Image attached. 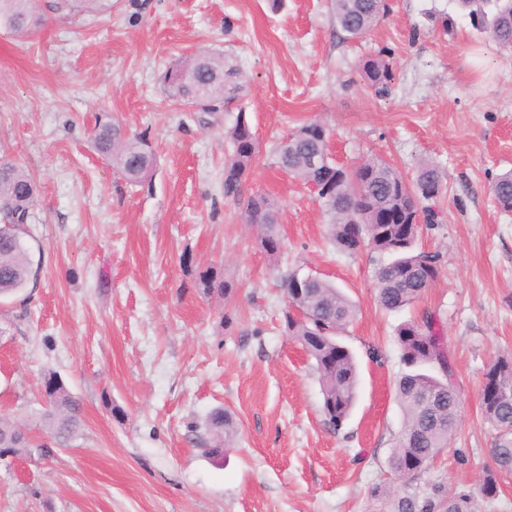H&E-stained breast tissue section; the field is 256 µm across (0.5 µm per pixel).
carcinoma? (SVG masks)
Masks as SVG:
<instances>
[{
  "label": "carcinoma",
  "mask_w": 512,
  "mask_h": 512,
  "mask_svg": "<svg viewBox=\"0 0 512 512\" xmlns=\"http://www.w3.org/2000/svg\"><path fill=\"white\" fill-rule=\"evenodd\" d=\"M38 2L0 0V27L22 35L41 27L44 18ZM460 2L495 42L512 47V0ZM389 11L388 0H331L336 27L351 38L366 34ZM363 71L376 95H388L395 78L389 59L381 55L370 58ZM164 84L169 98L208 113L215 103L237 97L242 76L223 55L208 52L175 65L166 73ZM317 125V120L304 123L278 143L275 164L305 184L314 182L320 187L317 197L328 217L329 240L337 251L353 254L367 247L386 256L375 268L380 308L393 312L415 304L424 292L425 277L437 275L439 254L415 251L418 234L413 225L441 221L436 200L444 189L442 173L436 166L424 164L415 181L406 182L381 156H371L353 167L323 164L315 168L313 162L327 155L325 141L315 135ZM90 138L96 150L112 160L129 182L138 183L152 175L156 158L145 138H131L120 125L101 119L93 126ZM224 138L233 146L231 157L224 163V199L242 206L247 221L258 228L260 247L277 255L281 249L277 202L263 194L245 192L260 147L244 115H238L235 123L224 129ZM490 192L502 212L512 213V169L495 177ZM37 194L33 177L1 150L0 299L17 296L35 277L24 235ZM296 276L292 270L279 280L287 298L284 328L313 360L322 411L329 426L336 430L350 415L357 397V363L340 339L355 318L356 307L334 283L321 277L296 290ZM200 283L204 291H216L227 302L232 299L233 284L216 280L213 272L203 273ZM397 340L405 367L396 380L403 422L392 448L391 467L409 486L448 447L458 422V398L444 337L431 314L424 312L419 320L401 325ZM484 380L492 388L480 394V409L483 420L495 431L493 465L468 490L451 489L422 501L406 494L398 498L396 512H478L479 503L499 497L502 474L512 473V353L496 356ZM45 387L49 408L41 419L55 445L67 446L81 430L80 404L55 374L45 378ZM236 437L231 415L215 409L207 420V437L198 438V443L213 455L230 447ZM36 447L38 444L22 432L18 423L0 418V461Z\"/></svg>",
  "instance_id": "obj_1"
}]
</instances>
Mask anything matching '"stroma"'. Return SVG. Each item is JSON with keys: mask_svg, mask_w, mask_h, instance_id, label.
Here are the masks:
<instances>
[{"mask_svg": "<svg viewBox=\"0 0 512 512\" xmlns=\"http://www.w3.org/2000/svg\"><path fill=\"white\" fill-rule=\"evenodd\" d=\"M389 4L358 39L336 28L331 0H112L95 16L39 0L43 28H0V148L40 190L25 236L37 281L26 305L0 304V417L45 442L36 417L54 373L83 420L69 447L0 464V512H393L397 329L424 311L445 336L461 410L412 490L466 488L490 465L479 394L490 361L512 353V214L489 193L512 168V51L457 0ZM204 51L233 61L243 84L206 116L163 83ZM381 54L395 71L382 98L362 71ZM241 113L261 149L247 191L279 204L276 256L224 198L222 132ZM100 116L151 144L141 185L94 149ZM311 120L340 164L379 155L410 180L424 162L443 173V222L418 242L440 266L414 306L382 311L378 254L337 252L316 193L275 167L278 142ZM298 267L358 309L342 340L361 384L336 430L312 361L281 327L278 277ZM208 270L233 283L231 301L204 294ZM217 407L238 435L213 458L192 431Z\"/></svg>", "mask_w": 512, "mask_h": 512, "instance_id": "stroma-1", "label": "stroma"}]
</instances>
